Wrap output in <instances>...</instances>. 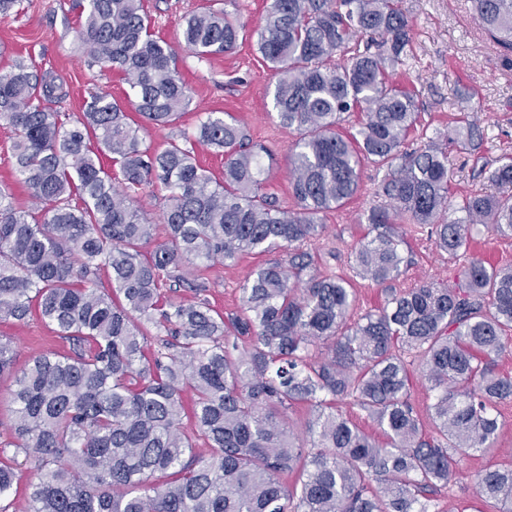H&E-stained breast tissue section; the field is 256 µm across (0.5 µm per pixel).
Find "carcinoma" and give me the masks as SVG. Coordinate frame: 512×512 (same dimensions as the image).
I'll return each mask as SVG.
<instances>
[{
	"mask_svg": "<svg viewBox=\"0 0 512 512\" xmlns=\"http://www.w3.org/2000/svg\"><path fill=\"white\" fill-rule=\"evenodd\" d=\"M472 6L512 52V0ZM84 11L76 39L87 66L121 70L127 104L95 92L67 121L51 107L69 96L53 71L17 59L0 72V125L14 132V171L30 198L19 207L0 185V321L21 323L35 307L75 345L16 370L13 342L0 336V376L15 378L0 512L23 464L31 512H441L461 462L495 449L496 407L512 400V375L496 371L512 346V265L468 254L479 225L512 237V157L488 170L493 191L463 197L462 216L445 219L448 153L432 138L409 147L417 94L389 80L411 45L396 0H268L255 46L276 78L274 116L295 134L287 208L262 191L269 150L232 115L208 113L161 151L143 146L131 115L174 125L192 103L178 50L200 60L232 52L236 20L200 7L176 48L151 31L144 0H86ZM355 37L370 41L353 46ZM352 112L364 120L344 133ZM456 142L476 152L483 130L466 119ZM198 144L224 154V178L198 164ZM366 162L384 170L382 202L352 250L355 276L380 285L404 275L402 226L413 224L461 262L458 284L394 289L358 314L352 279L317 269L308 243L324 214L359 192ZM154 183L167 201L161 242L134 206ZM266 253L282 258L251 272L239 310L214 309L202 271ZM180 288L193 300L166 295ZM418 380L434 393L424 416L410 400ZM346 400L375 433L337 409ZM296 405L312 411L303 437L286 421ZM286 473L296 474L289 485ZM475 484L512 512L511 464L478 471Z\"/></svg>",
	"mask_w": 512,
	"mask_h": 512,
	"instance_id": "obj_1",
	"label": "carcinoma"
}]
</instances>
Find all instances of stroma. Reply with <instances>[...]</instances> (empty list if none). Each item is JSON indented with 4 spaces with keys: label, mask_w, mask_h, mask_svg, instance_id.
<instances>
[{
    "label": "stroma",
    "mask_w": 512,
    "mask_h": 512,
    "mask_svg": "<svg viewBox=\"0 0 512 512\" xmlns=\"http://www.w3.org/2000/svg\"><path fill=\"white\" fill-rule=\"evenodd\" d=\"M80 3L23 0L17 13L0 21V71L8 69L18 55L53 70L69 87L62 110L72 117L80 115L92 92H107L121 101L129 89L121 71L88 68L75 43ZM199 5L200 0H146L155 34L172 44L179 40L185 17ZM222 5L241 25L243 39L233 52L204 61L181 55L179 71L193 89L194 102L177 127L194 131L200 118L211 111L233 115L253 140L264 143L275 155L265 184L267 192L276 194L284 206H293L287 159L292 136L269 113L268 91L275 77L255 49L254 32L265 0H223ZM399 5L412 21V42L404 66L393 78L420 90L421 125L426 126L428 136L447 142L451 200L456 203L471 192L487 190L481 169L495 167L500 158L512 155V63L505 61L503 49L475 19L471 0H400ZM467 114L478 118L485 135L482 149L474 153L458 150L449 142L456 118ZM381 177L377 166L365 164L360 192L344 208L325 215L322 231L308 245L321 272L350 274L351 250L368 231L360 219L377 205L375 192ZM407 240L409 247L403 252L407 272L391 287L404 289L424 280L456 283L457 266L435 247L426 230L408 228ZM269 260L266 254L248 255L207 269L204 276L212 306L225 313L236 311L241 285L254 268ZM1 335L13 339L20 367L39 352L72 351L70 342L36 313L22 323L0 322ZM487 461L481 456L464 461L445 500L457 507L474 505L477 512H499L476 493L475 474Z\"/></svg>",
    "instance_id": "stroma-1"
}]
</instances>
